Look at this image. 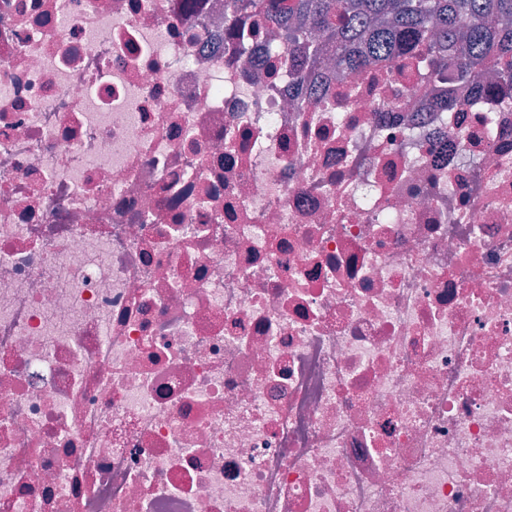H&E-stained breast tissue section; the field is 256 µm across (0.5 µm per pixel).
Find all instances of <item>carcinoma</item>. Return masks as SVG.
I'll list each match as a JSON object with an SVG mask.
<instances>
[{
	"label": "carcinoma",
	"mask_w": 512,
	"mask_h": 512,
	"mask_svg": "<svg viewBox=\"0 0 512 512\" xmlns=\"http://www.w3.org/2000/svg\"><path fill=\"white\" fill-rule=\"evenodd\" d=\"M241 15L252 19L235 31L244 52L266 28L284 32L296 84L378 61L429 83L512 96V0H224L228 29Z\"/></svg>",
	"instance_id": "cac0c4a2"
}]
</instances>
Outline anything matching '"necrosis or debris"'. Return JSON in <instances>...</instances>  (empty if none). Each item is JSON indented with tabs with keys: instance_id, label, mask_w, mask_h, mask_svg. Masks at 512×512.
I'll list each match as a JSON object with an SVG mask.
<instances>
[{
	"instance_id": "obj_1",
	"label": "necrosis or debris",
	"mask_w": 512,
	"mask_h": 512,
	"mask_svg": "<svg viewBox=\"0 0 512 512\" xmlns=\"http://www.w3.org/2000/svg\"><path fill=\"white\" fill-rule=\"evenodd\" d=\"M197 2L0 0V512H512V99Z\"/></svg>"
}]
</instances>
